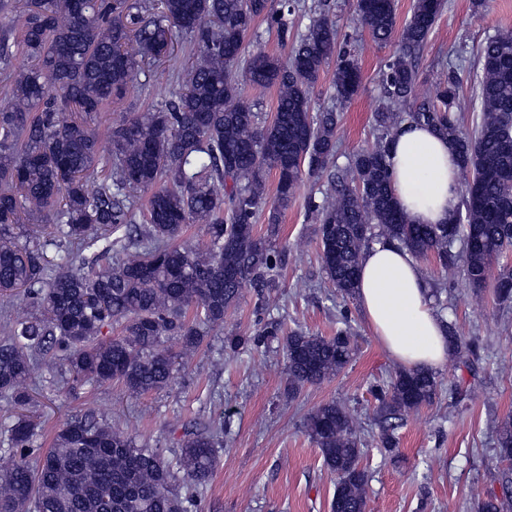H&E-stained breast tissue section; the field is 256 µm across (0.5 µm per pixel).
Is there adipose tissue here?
Here are the masks:
<instances>
[{"label": "adipose tissue", "mask_w": 512, "mask_h": 512, "mask_svg": "<svg viewBox=\"0 0 512 512\" xmlns=\"http://www.w3.org/2000/svg\"><path fill=\"white\" fill-rule=\"evenodd\" d=\"M393 193L415 224H446L460 203L457 153L446 138L406 121L387 156ZM355 298L376 340L398 364L438 371L448 363L447 328L416 258L379 237L365 249Z\"/></svg>", "instance_id": "obj_1"}]
</instances>
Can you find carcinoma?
<instances>
[{
	"label": "carcinoma",
	"mask_w": 512,
	"mask_h": 512,
	"mask_svg": "<svg viewBox=\"0 0 512 512\" xmlns=\"http://www.w3.org/2000/svg\"><path fill=\"white\" fill-rule=\"evenodd\" d=\"M352 7L375 43L392 39L395 0H352ZM442 8L441 0H416L400 48L382 71L377 144L334 171L338 114L314 110L311 88L334 60L336 97L349 100L360 70L338 47L336 21L322 11L285 57L259 51L249 58L241 81L232 69L258 19L288 39L285 12L269 9L268 0H28L0 25V69L10 86L0 104V399L20 410L0 425V447L19 456L0 474V512H193L230 425L226 415L184 427L180 448L167 457L85 407L44 448L43 423L28 414V380L41 356L58 359L67 382H116L130 395H145L170 385L179 363L201 350L209 331L224 327L249 290L268 318L252 336L228 337L225 348L281 343L290 396L345 368L350 327L333 336L286 332L270 315L278 307L272 294L282 266L279 224L306 179L329 177L322 201L309 199V208L324 269L341 295L353 296L364 249L385 236L444 271L462 266L471 288L512 301V268L500 264L512 253V151L503 146L512 134V30L479 46L474 97L460 95L452 70L435 97L421 100L416 52ZM16 28L33 61L21 71L9 70ZM176 32L195 37L185 83L167 108L113 127L103 159L94 117L125 96L141 62L168 56ZM245 83L277 87L270 122L244 103ZM475 101L481 117L468 136L455 113ZM403 106L412 122L448 137L458 152L465 219L448 227L411 223L394 199L386 158ZM102 162L108 169L100 176ZM272 171L277 193L262 235L253 219ZM217 183L225 192L215 191ZM139 190L151 191L143 212ZM190 224L204 227L203 247L180 244ZM16 296L30 308L22 316L13 313ZM116 324L119 335L103 336ZM170 339L180 346L175 355L166 347ZM448 343L476 369V344L451 330ZM438 386L433 373L408 369L371 387L383 447L396 448L394 432L406 413L433 404ZM305 428L337 476L331 509L366 512L368 473L350 411L325 402ZM496 445L507 464L499 472L502 492L512 493L511 413L498 423ZM474 512H499L498 496L477 498Z\"/></svg>",
	"instance_id": "1"
}]
</instances>
